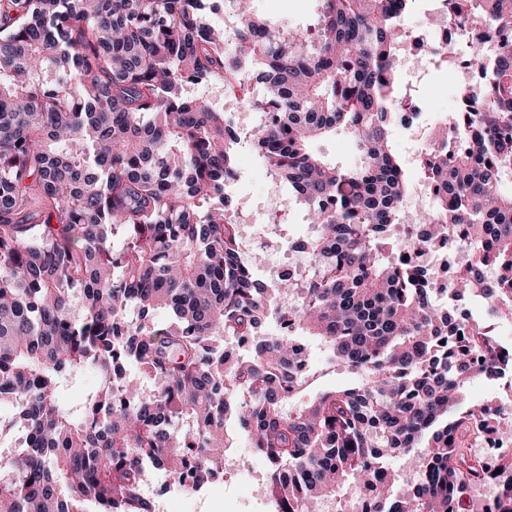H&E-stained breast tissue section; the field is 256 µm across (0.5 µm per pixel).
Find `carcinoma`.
<instances>
[{
    "instance_id": "obj_1",
    "label": "carcinoma",
    "mask_w": 512,
    "mask_h": 512,
    "mask_svg": "<svg viewBox=\"0 0 512 512\" xmlns=\"http://www.w3.org/2000/svg\"><path fill=\"white\" fill-rule=\"evenodd\" d=\"M241 2L229 37L210 21L224 0H0V406H16L0 437L24 432L0 457V512H156L148 468L201 490L224 475L230 417L271 463L275 512L363 489L376 512H465L484 485L494 512H512V452L493 467L463 452L512 439L506 404L464 406L475 377L512 387V345L459 307L486 300L512 320V0H447L500 40L439 53L464 51L480 77L419 157L435 194L413 223L389 131L414 0H318L302 30ZM212 85L261 114L247 141ZM339 131L360 165L313 150ZM243 142L318 225L300 288L266 287L242 258L227 186ZM396 226L409 232L393 241ZM445 248L447 308L413 261ZM293 328L358 382L290 406L313 384ZM87 367L100 388L66 403ZM389 455L413 473L387 469Z\"/></svg>"
}]
</instances>
